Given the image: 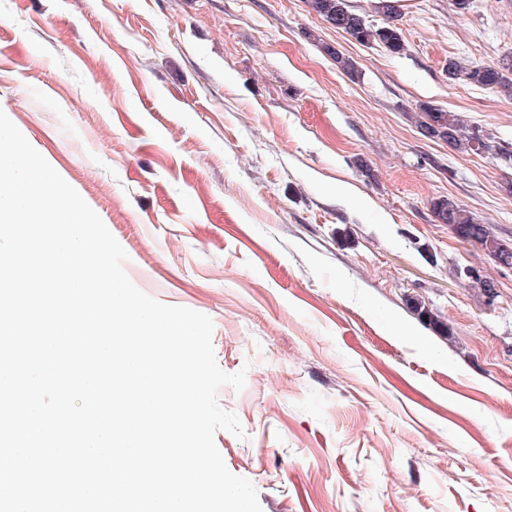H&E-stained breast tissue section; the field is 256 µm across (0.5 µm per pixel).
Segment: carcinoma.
I'll list each match as a JSON object with an SVG mask.
<instances>
[{
    "label": "carcinoma",
    "mask_w": 512,
    "mask_h": 512,
    "mask_svg": "<svg viewBox=\"0 0 512 512\" xmlns=\"http://www.w3.org/2000/svg\"><path fill=\"white\" fill-rule=\"evenodd\" d=\"M309 8L336 30L348 34L362 45L374 43L382 46L391 54L402 55L407 52V45L394 23L397 17L395 0H378L377 10L383 14L388 23L374 26L356 13L348 0H307ZM324 50L334 59L340 70L354 74L358 72L357 64L350 56L330 46ZM512 65L504 63L501 67L474 64L462 66L454 60L448 61L446 73L448 80H463L478 87L499 88L512 99V79L506 71ZM414 122L427 137L448 143L453 150L462 154L479 155L488 149L487 136L478 127L471 125L463 116L454 112H446L429 105H421L414 113ZM434 221L448 225V229L463 244L476 246L480 249L489 247L500 252L497 265L512 268V244L499 239L490 227L481 222L471 211L465 209L451 197H440L431 203ZM413 314L442 336L448 335V325L439 320L423 303L417 299L412 302Z\"/></svg>",
    "instance_id": "obj_1"
}]
</instances>
